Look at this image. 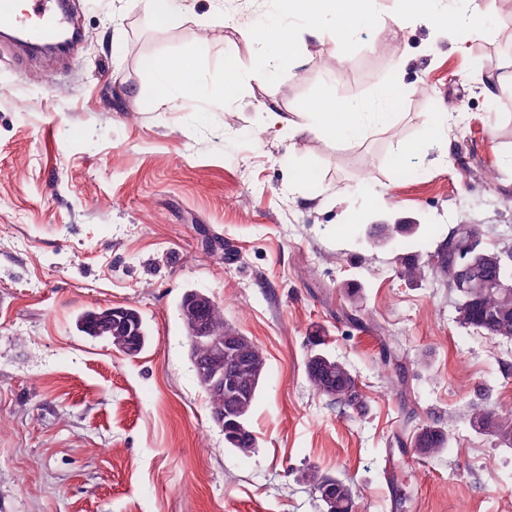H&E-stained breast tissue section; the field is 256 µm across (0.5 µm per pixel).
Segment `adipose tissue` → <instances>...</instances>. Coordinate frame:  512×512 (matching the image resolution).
Masks as SVG:
<instances>
[{"label":"adipose tissue","mask_w":512,"mask_h":512,"mask_svg":"<svg viewBox=\"0 0 512 512\" xmlns=\"http://www.w3.org/2000/svg\"><path fill=\"white\" fill-rule=\"evenodd\" d=\"M404 8L397 23L417 22L437 35L469 37L482 34L492 20L490 0H454L451 8H440L438 0H402ZM383 106L370 112L362 107L347 109L326 93L310 104L300 105L295 112L282 115L276 104H264L267 117L285 124L291 137L322 136L338 143H354L376 130L392 128L397 120V97L392 91L382 94Z\"/></svg>","instance_id":"obj_1"}]
</instances>
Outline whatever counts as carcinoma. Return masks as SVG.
<instances>
[{
	"instance_id": "1",
	"label": "carcinoma",
	"mask_w": 512,
	"mask_h": 512,
	"mask_svg": "<svg viewBox=\"0 0 512 512\" xmlns=\"http://www.w3.org/2000/svg\"><path fill=\"white\" fill-rule=\"evenodd\" d=\"M459 241V233L453 232L448 238V258L441 263V271L448 274V293L459 294L453 287L456 268L453 265V255ZM188 295H183L179 304V315L185 326L187 336H192L194 327L204 322L208 324L210 332L222 337L233 331L224 319V306L214 300H205L203 304H188ZM460 303L467 312L469 328L477 333L487 336H512V323L504 324L496 319V310L500 305V298L494 294L482 293L471 301L467 297H460ZM126 322H118L109 308H90L83 311L78 319L77 326L80 331L90 336H108L112 347L127 356L140 354L147 346L149 331L143 316L138 310L129 307L125 314ZM238 354L243 363L252 365L258 363L265 365L263 353L260 348L248 338L238 346ZM191 364L193 374L205 392L210 410L222 406L224 412L237 421V428L233 434H224V441L229 448L240 451H249L255 447V436L248 426V417L257 400L259 389L254 386V375L247 370L242 374L243 392L236 398H222L212 391L200 377V368L214 364L211 350L205 346L191 347ZM305 371L312 389L326 395L346 406L357 407L360 404L356 379L346 365L330 355L320 356L312 353L308 356ZM483 406L475 413V419L487 433L494 435H512V419L500 416L498 410L489 403V395L481 397ZM420 439L429 444L430 453L434 454L449 448L448 430L436 424H427L419 432ZM312 493L325 487L330 490L334 498L332 512H350L352 491L343 480L324 476L316 471L308 474Z\"/></svg>"
}]
</instances>
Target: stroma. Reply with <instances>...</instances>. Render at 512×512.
<instances>
[{
	"instance_id": "35a3bbf8",
	"label": "stroma",
	"mask_w": 512,
	"mask_h": 512,
	"mask_svg": "<svg viewBox=\"0 0 512 512\" xmlns=\"http://www.w3.org/2000/svg\"><path fill=\"white\" fill-rule=\"evenodd\" d=\"M70 5L66 55L0 40V512H324L313 470L350 485L353 512H512V447L471 415L485 386L512 409V342L461 327L445 279L400 273L411 257L439 266L471 221L486 250L512 245V0L461 42L418 24L361 31L349 55L302 42V68L249 76L200 133L190 113L143 107L145 61L202 43L208 68L231 52L251 67L268 0H182L164 27L142 0ZM396 44L410 61L393 128L296 142L265 118L263 103L286 114L329 88L377 105ZM452 105L443 154L424 132ZM400 139L420 148L398 161ZM302 164L315 177L299 184ZM368 181L380 195L364 203ZM371 224L400 230L373 246ZM189 290L263 351L254 451L226 447L190 369ZM108 306L140 311V354L78 331ZM314 336L363 409L314 394ZM432 419L459 455L417 454Z\"/></svg>"
}]
</instances>
